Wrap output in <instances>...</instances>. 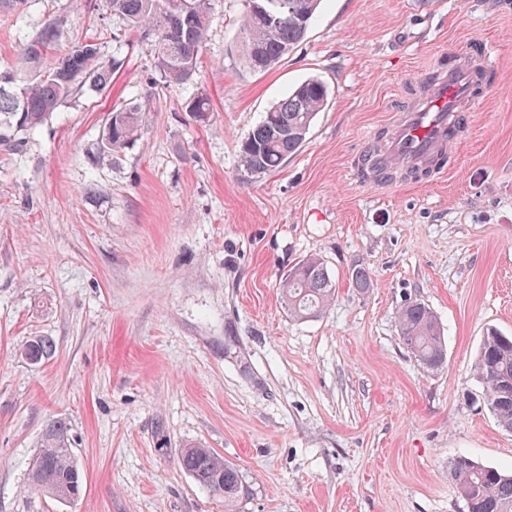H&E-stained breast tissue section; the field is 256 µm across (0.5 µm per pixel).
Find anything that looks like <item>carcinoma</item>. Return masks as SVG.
I'll return each instance as SVG.
<instances>
[{
  "label": "carcinoma",
  "instance_id": "carcinoma-1",
  "mask_svg": "<svg viewBox=\"0 0 512 512\" xmlns=\"http://www.w3.org/2000/svg\"><path fill=\"white\" fill-rule=\"evenodd\" d=\"M112 15L122 18L132 30L151 40L154 68L166 88L193 78L211 21L210 0H104ZM281 19L271 22L245 9L242 18L245 62L253 71L274 67L286 51L305 38L321 0H286ZM58 23L49 24L41 34L23 45L22 60L33 71L21 81L12 70L0 69V145L21 152L23 135L48 123L52 115L81 90H103L112 83L122 62L104 60L100 44L86 39L63 52L55 50ZM52 60H47V56ZM153 93L144 101L111 112L97 143L98 159L111 158L140 132V114L150 106ZM328 104L325 83L311 77L296 85L288 96L274 104L241 145L244 173L264 175L278 170L303 145L317 116ZM196 122L210 120L212 105L208 93L198 91L187 103ZM282 299L291 315L311 318L333 301V284L324 263L316 257L300 260L280 281ZM398 330L403 345L426 371L437 372L446 364L445 338L433 312L424 304L408 301L398 313ZM56 343L38 336L25 345L21 355L30 362L53 357ZM483 402L498 425L512 431V336L490 329L484 336L475 364ZM182 468L195 482L224 505L234 506L248 492L241 471L209 448L190 446L181 450ZM450 477L456 482L467 512H512V473L481 466L471 458L458 456L451 463ZM29 486L71 501L81 494L83 477L69 440V424L63 419L50 422L42 435L28 474Z\"/></svg>",
  "mask_w": 512,
  "mask_h": 512
}]
</instances>
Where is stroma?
<instances>
[{
    "mask_svg": "<svg viewBox=\"0 0 512 512\" xmlns=\"http://www.w3.org/2000/svg\"><path fill=\"white\" fill-rule=\"evenodd\" d=\"M243 12L212 0L197 74L160 89L150 41L102 0L0 9V68L56 20L57 49L93 38L123 61L22 152L0 148V512H224L179 464L192 445L240 469L236 512H466L453 458L512 470V432L472 372L488 329L512 335V0H322L263 72L245 63ZM477 40L495 86L451 163L419 184L356 182L368 136ZM311 77L327 108L280 169L248 176L242 142ZM201 88L204 126L185 110ZM150 91L138 139L97 163L110 111ZM312 255L336 297L298 320L279 283ZM409 299L440 324L441 371L398 335ZM36 336L57 346L41 364L20 355ZM57 418L83 473L74 501L27 484Z\"/></svg>",
    "mask_w": 512,
    "mask_h": 512,
    "instance_id": "1",
    "label": "stroma"
}]
</instances>
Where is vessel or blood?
<instances>
[{
  "label": "vessel or blood",
  "instance_id": "obj_1",
  "mask_svg": "<svg viewBox=\"0 0 512 512\" xmlns=\"http://www.w3.org/2000/svg\"><path fill=\"white\" fill-rule=\"evenodd\" d=\"M492 61L485 45L475 43L450 54L419 94L395 113L383 141L369 143L353 172L358 182L376 183L374 167L386 173L435 169L466 135L477 107L489 91Z\"/></svg>",
  "mask_w": 512,
  "mask_h": 512
}]
</instances>
